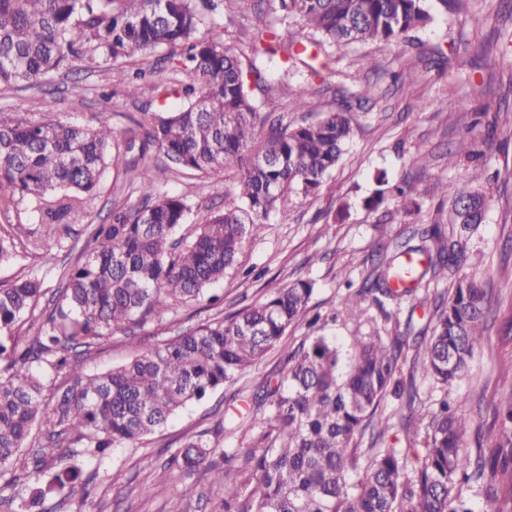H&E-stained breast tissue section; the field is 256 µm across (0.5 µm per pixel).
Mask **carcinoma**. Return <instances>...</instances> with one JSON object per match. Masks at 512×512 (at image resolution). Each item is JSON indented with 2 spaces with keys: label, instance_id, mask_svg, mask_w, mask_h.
<instances>
[{
  "label": "carcinoma",
  "instance_id": "carcinoma-1",
  "mask_svg": "<svg viewBox=\"0 0 512 512\" xmlns=\"http://www.w3.org/2000/svg\"><path fill=\"white\" fill-rule=\"evenodd\" d=\"M279 27L258 17L244 69L226 46L218 19L224 0H0V85H34L78 60L117 61L147 51L178 58L191 77L179 103L150 115L141 139L126 149L154 146L164 166H144V205L97 224L80 259L46 295L41 281L20 277L0 288V505L43 512L46 493L84 505L90 480L80 468L55 469L77 445L99 460L131 447L189 404L234 383L299 324L314 283L299 279L231 316L190 327L160 345L134 346L132 359L106 372L78 371L47 403L51 373L70 367L114 332L163 321L204 298L238 265L245 242L259 236L270 215L288 219V195L319 194L353 133L352 101L373 96L369 84L338 88L339 107L313 122L293 124L265 110L251 83L271 90L261 70L286 85L297 63L317 76L324 43L397 42L432 20L431 0H270ZM211 35L196 37L203 13ZM300 24L322 39L297 49L288 26ZM112 128L86 129L57 120L0 122V202L33 204L48 236L72 238L69 214L83 209L111 164ZM464 188L448 208L451 233L440 224L400 235L370 283L349 294L336 316L355 318L361 303L400 301L423 282L448 275V297L433 313L432 334L412 357V372L451 395L483 341L490 312L485 288L459 269L466 233L482 223L485 168L467 148L448 154ZM232 172L224 210H199L191 236L178 235L191 207L165 190L172 172ZM408 217L417 204L410 184L395 187ZM16 224H0V263L19 257ZM47 304L35 310L41 298ZM36 326L24 344L15 325ZM315 317L307 340L288 352V368L273 386L232 396L246 410L224 416L219 434L244 422L259 428L264 445L246 457L247 492L224 485V512H471L463 490L482 488L491 512H512V392L493 404L497 429L488 451L471 454L464 437L470 418L448 400L433 410L404 385L408 332L385 338L355 336L348 351L319 335ZM405 398L400 423L423 447L411 477L407 456L377 444L392 424L378 413L388 394ZM38 435L31 437L33 428ZM369 438V447H361ZM220 442L188 441L163 465L159 480L185 496L188 479L203 470L223 480L213 460Z\"/></svg>",
  "mask_w": 512,
  "mask_h": 512
}]
</instances>
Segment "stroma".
<instances>
[{
  "label": "stroma",
  "mask_w": 512,
  "mask_h": 512,
  "mask_svg": "<svg viewBox=\"0 0 512 512\" xmlns=\"http://www.w3.org/2000/svg\"><path fill=\"white\" fill-rule=\"evenodd\" d=\"M259 0H229L223 10L225 40L249 64L247 51L252 38ZM486 15L482 29L469 21L470 13ZM420 63L413 81L400 78L405 56ZM466 58L467 67L457 65ZM157 53L145 59L117 62L82 61L46 77L29 87L0 85V120L38 121L54 117L89 129L100 124L112 127L118 143L141 135L157 106L173 103L175 93L186 82L181 68L158 63ZM319 77L306 79L296 74L286 94L276 96L279 111L291 122L314 120L337 107L326 86H352L367 82L374 86L372 99L354 108V135L341 163L314 198L288 199L287 222L271 217L263 233L248 241L239 257L252 276L226 275L215 286L223 301L216 306L199 302L180 310L176 319L151 322L136 329L135 336L146 344H157L180 330L227 317L245 305L262 301L267 294L296 279H309L315 291L308 315H321L322 333L348 347L352 338L374 332L390 335L395 321H412L415 328L428 325L435 302L447 291V279L423 285L413 296L384 307L365 303L358 321H337L333 315L347 293L348 285H361L371 270V254L378 245L377 225L399 233L405 223L429 225L439 213L447 212L450 196L462 188L448 155L461 141L481 150L489 175L484 183L488 198L485 220L470 232L469 272L486 288L491 312L484 343L472 359L459 393L467 398L466 411L472 419L468 448L488 446L492 426L491 405L512 390V15L499 11L497 0H464L460 10L436 15L413 33L412 45L368 43L331 45L326 49ZM153 64L156 70L135 79L137 69ZM318 87L307 112H293L289 100L307 85ZM81 107H74V97ZM153 153L120 151L106 169L98 188L84 210L68 216L75 242L85 243L91 225L107 224L114 211L140 205L137 172L147 164L161 162ZM386 183H410L415 187L421 209L407 221L395 218L402 204L394 193L382 192L378 174ZM231 187L223 174L193 172L171 174L167 188L186 195L192 206L221 209ZM383 195L379 208H367L368 198ZM0 224H18L22 233L16 245L17 262L0 265V283L21 276L41 279L44 288L59 286V274L75 260L68 247L47 242L44 250L28 251V240L42 237L43 226L33 221L27 203L0 207ZM304 325L291 328L279 348L270 351L237 382L188 406L166 427L144 437L138 446L120 448L112 456L90 460L71 457L83 478L94 489L92 501L84 506H59L57 497H47L45 512H222L223 484L196 472L197 492L181 497L158 480V473L176 451L191 438L213 433L235 390L250 392L274 380L285 351L304 341ZM132 357L130 337L117 332L88 357L80 372L101 373L127 363Z\"/></svg>",
  "instance_id": "obj_1"
}]
</instances>
